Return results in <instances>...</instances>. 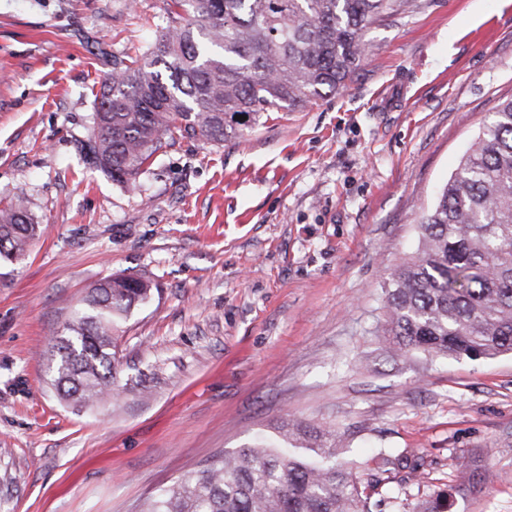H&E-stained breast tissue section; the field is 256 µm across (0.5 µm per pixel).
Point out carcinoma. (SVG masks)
Segmentation results:
<instances>
[{"instance_id":"carcinoma-1","label":"carcinoma","mask_w":512,"mask_h":512,"mask_svg":"<svg viewBox=\"0 0 512 512\" xmlns=\"http://www.w3.org/2000/svg\"><path fill=\"white\" fill-rule=\"evenodd\" d=\"M408 0H170L168 24L135 58L112 57L95 96L89 165L133 185L174 134L221 143L272 107L295 109L347 86L366 55L368 26ZM416 249L385 278L382 335L395 357L492 359L512 352V99L500 103L419 224ZM40 226L22 199L0 208V262L25 259ZM149 284L108 276L88 291L49 351L51 385L83 409L116 392L112 330ZM336 430L282 421L213 457L139 512H372L336 464ZM389 472L408 462L381 448ZM391 512H451L435 489Z\"/></svg>"}]
</instances>
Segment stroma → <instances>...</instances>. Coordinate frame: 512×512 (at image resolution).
I'll return each instance as SVG.
<instances>
[{"mask_svg": "<svg viewBox=\"0 0 512 512\" xmlns=\"http://www.w3.org/2000/svg\"><path fill=\"white\" fill-rule=\"evenodd\" d=\"M165 0H0V208L43 230L0 264V512H139L283 420L351 435L373 512L458 487L453 512H512V355L390 358L385 272L438 188L512 98V0H412L371 25L343 91L221 144L175 137L135 186L86 161L116 55L143 53ZM148 280L114 334L118 392L68 407L46 352L106 276ZM499 473L476 493L474 467ZM376 458L378 459L379 468L382 469V472H389L392 469L407 467L408 457L403 452H396L392 449L381 448L378 450L376 454ZM410 469L408 479H414L418 477L421 472L419 470L418 465H412L407 467Z\"/></svg>", "mask_w": 512, "mask_h": 512, "instance_id": "stroma-1", "label": "stroma"}]
</instances>
